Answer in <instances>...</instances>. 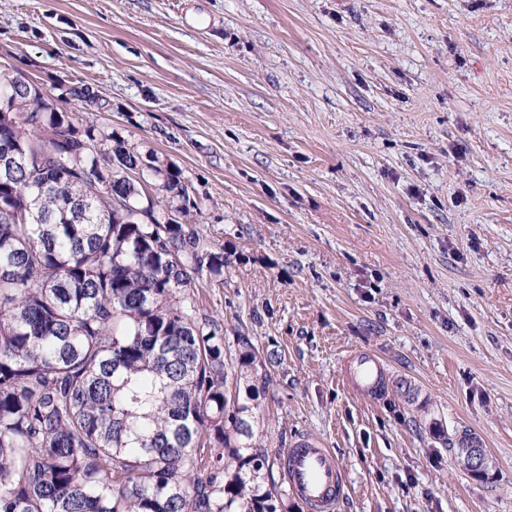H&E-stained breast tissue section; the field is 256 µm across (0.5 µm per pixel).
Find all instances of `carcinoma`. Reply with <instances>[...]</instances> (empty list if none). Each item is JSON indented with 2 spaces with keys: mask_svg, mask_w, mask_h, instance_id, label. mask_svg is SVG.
Listing matches in <instances>:
<instances>
[{
  "mask_svg": "<svg viewBox=\"0 0 512 512\" xmlns=\"http://www.w3.org/2000/svg\"><path fill=\"white\" fill-rule=\"evenodd\" d=\"M0 67V512H281L181 172Z\"/></svg>",
  "mask_w": 512,
  "mask_h": 512,
  "instance_id": "cac0c4a2",
  "label": "carcinoma"
}]
</instances>
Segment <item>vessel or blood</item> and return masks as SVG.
I'll return each instance as SVG.
<instances>
[{
	"label": "vessel or blood",
	"instance_id": "vessel-or-blood-1",
	"mask_svg": "<svg viewBox=\"0 0 512 512\" xmlns=\"http://www.w3.org/2000/svg\"><path fill=\"white\" fill-rule=\"evenodd\" d=\"M348 361L359 389L376 392L383 371L372 354H352ZM283 475L307 512H333L344 489L343 473L334 452L321 441L303 437L283 456Z\"/></svg>",
	"mask_w": 512,
	"mask_h": 512
}]
</instances>
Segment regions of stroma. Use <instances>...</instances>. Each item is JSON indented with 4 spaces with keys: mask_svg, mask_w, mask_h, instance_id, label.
<instances>
[{
    "mask_svg": "<svg viewBox=\"0 0 512 512\" xmlns=\"http://www.w3.org/2000/svg\"><path fill=\"white\" fill-rule=\"evenodd\" d=\"M1 66L191 183L275 480L310 435L337 512H512V0H0ZM348 363L352 366L356 387L371 393L378 390L383 371V363L378 357L372 354H351ZM456 462L476 476H484L492 467V461L485 451L472 445L461 446L458 449Z\"/></svg>",
    "mask_w": 512,
    "mask_h": 512,
    "instance_id": "stroma-1",
    "label": "stroma"
}]
</instances>
